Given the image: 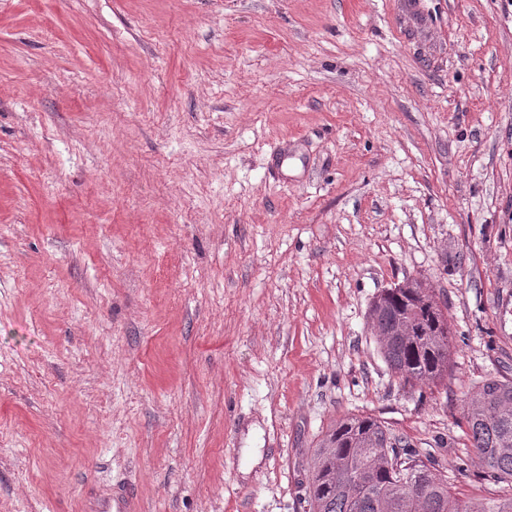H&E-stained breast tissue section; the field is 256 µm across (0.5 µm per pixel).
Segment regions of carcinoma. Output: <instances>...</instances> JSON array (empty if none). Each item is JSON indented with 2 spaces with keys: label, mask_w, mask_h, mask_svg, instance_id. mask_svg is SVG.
Segmentation results:
<instances>
[{
  "label": "carcinoma",
  "mask_w": 512,
  "mask_h": 512,
  "mask_svg": "<svg viewBox=\"0 0 512 512\" xmlns=\"http://www.w3.org/2000/svg\"><path fill=\"white\" fill-rule=\"evenodd\" d=\"M378 349L403 388L436 386L448 377L452 331L418 288L388 292L369 309ZM468 447L485 480L512 485V377L491 376L466 397ZM309 512H512V493L471 503L457 496L429 454L393 436L371 415L336 419L309 460Z\"/></svg>",
  "instance_id": "obj_1"
}]
</instances>
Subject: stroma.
I'll return each mask as SVG.
<instances>
[{"label":"stroma","instance_id":"1","mask_svg":"<svg viewBox=\"0 0 512 512\" xmlns=\"http://www.w3.org/2000/svg\"><path fill=\"white\" fill-rule=\"evenodd\" d=\"M433 286L408 394L368 312ZM512 377V0H0V512H308L372 415L460 498ZM399 283L396 292H386L369 309L378 349L391 377L404 389L436 386L448 377L452 352V331L448 316L437 304H424L420 289ZM411 324V332L401 335L398 322ZM463 408L467 448L480 459L484 479L512 486V377L486 378Z\"/></svg>","mask_w":512,"mask_h":512}]
</instances>
